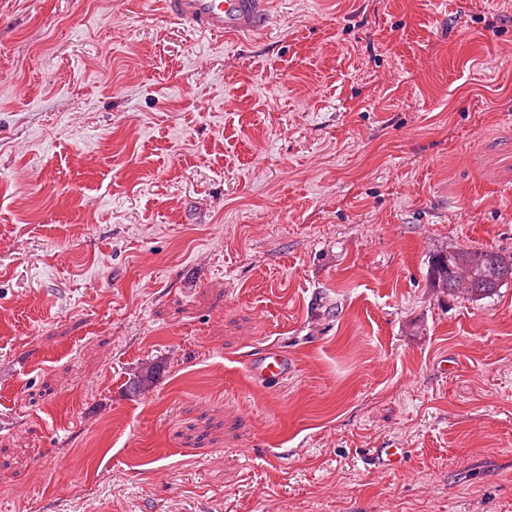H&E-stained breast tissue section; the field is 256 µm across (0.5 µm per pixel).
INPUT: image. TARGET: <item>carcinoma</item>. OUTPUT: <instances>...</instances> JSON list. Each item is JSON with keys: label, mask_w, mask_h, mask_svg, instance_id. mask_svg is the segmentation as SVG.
Listing matches in <instances>:
<instances>
[{"label": "carcinoma", "mask_w": 512, "mask_h": 512, "mask_svg": "<svg viewBox=\"0 0 512 512\" xmlns=\"http://www.w3.org/2000/svg\"><path fill=\"white\" fill-rule=\"evenodd\" d=\"M430 276L450 293H462L469 299L487 297L512 279V258L493 250L467 247L437 255ZM154 368L129 380V389L143 394L155 383Z\"/></svg>", "instance_id": "cac0c4a2"}]
</instances>
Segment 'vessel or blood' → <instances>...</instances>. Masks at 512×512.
I'll return each instance as SVG.
<instances>
[{
  "label": "vessel or blood",
  "mask_w": 512,
  "mask_h": 512,
  "mask_svg": "<svg viewBox=\"0 0 512 512\" xmlns=\"http://www.w3.org/2000/svg\"><path fill=\"white\" fill-rule=\"evenodd\" d=\"M268 0H164L165 13L174 23L196 33L229 36L256 33L267 22ZM289 371L288 358L282 354H263L250 366L253 379L261 384L277 381ZM400 448H377L372 465L394 471L401 465Z\"/></svg>",
  "instance_id": "vessel-or-blood-1"
}]
</instances>
